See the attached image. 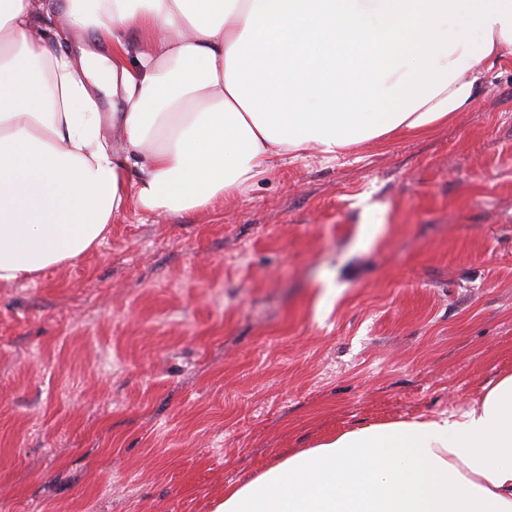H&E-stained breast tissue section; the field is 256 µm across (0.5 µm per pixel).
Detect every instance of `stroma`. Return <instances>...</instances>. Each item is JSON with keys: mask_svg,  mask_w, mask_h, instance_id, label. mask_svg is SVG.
I'll return each instance as SVG.
<instances>
[{"mask_svg": "<svg viewBox=\"0 0 512 512\" xmlns=\"http://www.w3.org/2000/svg\"><path fill=\"white\" fill-rule=\"evenodd\" d=\"M512 374V58L436 130L273 169L0 283V512H214Z\"/></svg>", "mask_w": 512, "mask_h": 512, "instance_id": "1", "label": "stroma"}]
</instances>
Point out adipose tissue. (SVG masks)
<instances>
[{
  "label": "adipose tissue",
  "mask_w": 512,
  "mask_h": 512,
  "mask_svg": "<svg viewBox=\"0 0 512 512\" xmlns=\"http://www.w3.org/2000/svg\"><path fill=\"white\" fill-rule=\"evenodd\" d=\"M55 7L107 52H58L42 0H0V283L89 253L126 209L204 210L306 152L334 159L445 125L484 64L512 55V0ZM215 512H512V374L463 413L290 455L227 488Z\"/></svg>",
  "instance_id": "obj_1"
}]
</instances>
